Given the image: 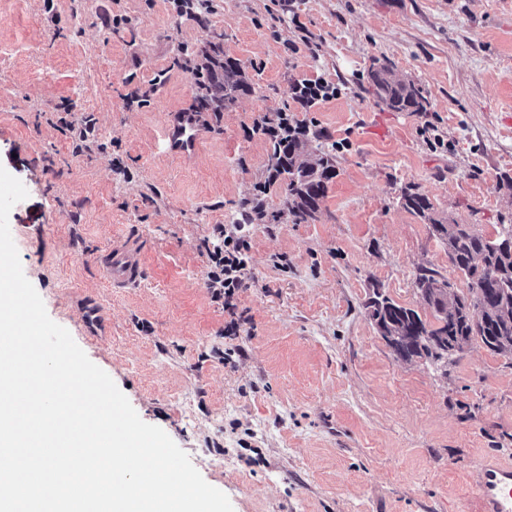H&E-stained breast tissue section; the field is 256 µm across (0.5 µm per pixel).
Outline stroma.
I'll return each instance as SVG.
<instances>
[{
    "mask_svg": "<svg viewBox=\"0 0 512 512\" xmlns=\"http://www.w3.org/2000/svg\"><path fill=\"white\" fill-rule=\"evenodd\" d=\"M217 0L207 27L169 0H0V166L28 197L9 215L23 271L49 317L115 382L146 423L190 457L233 512H474L483 460L512 464V359L472 343L446 373L397 360L368 320L373 285L424 311L419 267L458 290L444 247L401 207L405 187L445 224L494 235L512 222V0ZM118 14V28L103 18ZM215 42L255 92L205 130L193 161L159 149L194 101L181 47ZM382 63L418 87L423 113L378 104ZM164 80L158 87L150 81ZM338 98L302 109L294 82ZM150 91V103L125 97ZM90 112L109 147L73 155L43 115L61 99ZM276 111L321 131L336 176L314 221L292 223L268 177ZM444 141L433 150L419 130ZM120 156L127 177L113 173ZM267 183V182H266ZM252 269L235 299L241 331L205 286L204 239L242 220ZM140 243L144 276L106 287L112 242ZM284 255L287 270L273 265ZM233 350L231 364L219 351Z\"/></svg>",
    "mask_w": 512,
    "mask_h": 512,
    "instance_id": "35a3bbf8",
    "label": "stroma"
}]
</instances>
